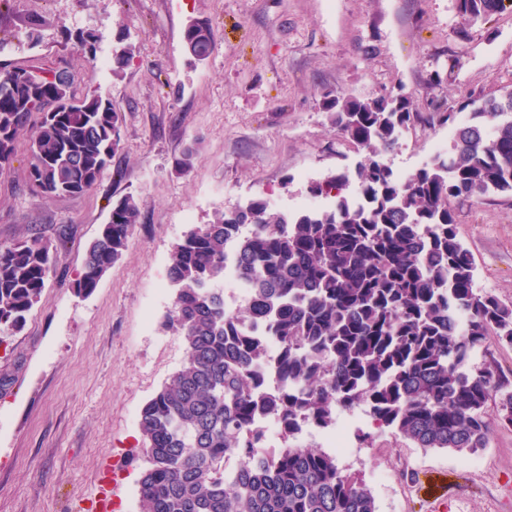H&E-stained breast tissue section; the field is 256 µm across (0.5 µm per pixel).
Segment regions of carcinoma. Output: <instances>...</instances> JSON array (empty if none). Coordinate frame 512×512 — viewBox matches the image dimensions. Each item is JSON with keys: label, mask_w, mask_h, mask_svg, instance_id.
Returning a JSON list of instances; mask_svg holds the SVG:
<instances>
[{"label": "carcinoma", "mask_w": 512, "mask_h": 512, "mask_svg": "<svg viewBox=\"0 0 512 512\" xmlns=\"http://www.w3.org/2000/svg\"><path fill=\"white\" fill-rule=\"evenodd\" d=\"M503 0H455L458 33L490 21ZM184 47L197 61L213 50L208 21L191 20ZM28 69L0 66V172L28 142L29 182L47 197L95 188L120 147L121 115L98 95L79 96L53 74L28 84ZM321 105L336 132L363 155L353 171L311 186L337 191L327 209L272 212L255 199L217 210L175 245L173 291L163 327L182 336L188 357L141 409L147 463L143 512H376L368 487L336 457L291 446L301 421L328 428L336 412L365 405L379 424L422 448L487 447L486 406L502 393L499 421L512 426V391L491 363L466 366L487 336L512 347V306L474 290L469 250L456 233L453 201L512 195V90L474 92L461 104L469 124L450 153L398 180L384 161L403 131L444 125L441 103L418 111L406 94L357 97L331 89ZM140 215L125 196L87 248L74 282L88 296L126 250ZM251 234L235 239L237 230ZM236 243L239 275L254 300L224 308V261ZM53 246L39 237L0 245V328L25 325L53 269ZM280 348L281 389L257 392L268 341ZM279 419V450L260 447L254 423ZM239 468L224 476V458Z\"/></svg>", "instance_id": "cac0c4a2"}]
</instances>
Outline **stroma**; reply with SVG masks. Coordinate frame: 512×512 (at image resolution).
Instances as JSON below:
<instances>
[{"instance_id": "35a3bbf8", "label": "stroma", "mask_w": 512, "mask_h": 512, "mask_svg": "<svg viewBox=\"0 0 512 512\" xmlns=\"http://www.w3.org/2000/svg\"><path fill=\"white\" fill-rule=\"evenodd\" d=\"M38 29H31V20ZM209 21L214 50L202 64L183 45L190 20ZM454 0H5L0 63L67 62L77 94L112 101L121 148L96 187L41 197L18 145L0 174V244L37 236L57 242L54 269L24 328L0 336V512H142L146 466L138 415L187 358L162 321L172 304L166 271L173 245L216 210L266 200L293 212L309 187L355 169L361 156L320 105L328 88L359 97L403 91L419 110L445 101L452 123L418 125L385 156L410 175L436 149L451 151L468 123L458 105L477 90L512 88V0L466 39ZM135 55L122 76L100 68L118 30ZM88 30L93 53L71 35ZM195 147L192 168L175 161ZM140 199L121 259L88 296L72 285L86 245L112 203ZM457 232L472 254L474 286L512 306V196L456 204ZM337 453L345 473L371 490L377 512H428L427 480L450 487L448 512H512V427L495 429L474 453L418 447L369 426Z\"/></svg>"}]
</instances>
